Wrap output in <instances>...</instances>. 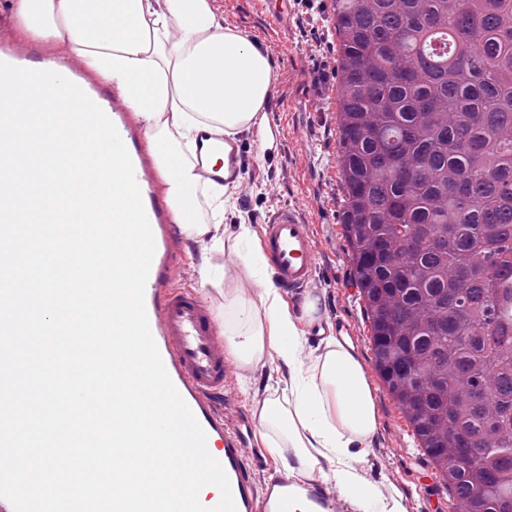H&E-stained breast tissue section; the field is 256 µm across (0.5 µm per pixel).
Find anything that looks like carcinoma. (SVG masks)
<instances>
[{
  "label": "carcinoma",
  "instance_id": "carcinoma-1",
  "mask_svg": "<svg viewBox=\"0 0 512 512\" xmlns=\"http://www.w3.org/2000/svg\"><path fill=\"white\" fill-rule=\"evenodd\" d=\"M333 10L343 227L375 368L450 496L512 512V0Z\"/></svg>",
  "mask_w": 512,
  "mask_h": 512
}]
</instances>
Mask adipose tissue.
<instances>
[{
	"instance_id": "1",
	"label": "adipose tissue",
	"mask_w": 512,
	"mask_h": 512,
	"mask_svg": "<svg viewBox=\"0 0 512 512\" xmlns=\"http://www.w3.org/2000/svg\"><path fill=\"white\" fill-rule=\"evenodd\" d=\"M8 7L19 41L45 39L77 55L137 112L173 223L188 238L223 242L232 201L223 183L203 180L196 150L202 132L233 138L255 126L264 130L262 148L271 147L265 125L274 71L261 45L224 27L210 0H8ZM117 16L123 27L113 26ZM200 192L211 208L208 224L189 218ZM254 237L250 224H238L235 241L257 300L246 305L225 292L224 335L239 367L273 358L288 373L284 399L254 410L272 435L269 453L290 479L335 483L352 512H406L398 488L366 470L378 422L362 360L345 337L311 343L319 297L308 293L288 304ZM285 445L290 455H283Z\"/></svg>"
}]
</instances>
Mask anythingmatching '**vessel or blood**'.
<instances>
[{"label":"vessel or blood","instance_id":"vessel-or-blood-1","mask_svg":"<svg viewBox=\"0 0 512 512\" xmlns=\"http://www.w3.org/2000/svg\"><path fill=\"white\" fill-rule=\"evenodd\" d=\"M33 56L29 46L0 45V61L24 67ZM115 124L132 161L143 206L155 239V254L145 288V306L150 330L167 373L207 435L209 453L223 467L231 486L237 512H294L304 502L307 512H337L339 505L321 483L297 484L272 474L255 484L252 464L258 449L249 447L241 423L228 415L222 397L229 389L236 365L227 353L223 329L209 305L193 290L174 288L182 257L175 226L163 199L159 170L147 144L143 126L120 98L105 99L88 89ZM197 151L203 177L214 181H237L240 176L239 146L231 144L227 161L209 165L208 155L217 151L208 133ZM262 247L277 280L287 290L304 288L318 267V253L309 227L296 208L284 207L271 215L263 227Z\"/></svg>","mask_w":512,"mask_h":512}]
</instances>
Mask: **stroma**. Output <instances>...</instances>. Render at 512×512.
Returning <instances> with one entry per match:
<instances>
[{
	"label": "stroma",
	"instance_id": "obj_1",
	"mask_svg": "<svg viewBox=\"0 0 512 512\" xmlns=\"http://www.w3.org/2000/svg\"><path fill=\"white\" fill-rule=\"evenodd\" d=\"M225 26L246 34L265 49L275 67L268 104L274 149L260 151L261 135L252 130L239 135L242 176L230 195L235 211L226 223L245 218L262 230L275 211L297 206L308 224L319 265L306 291H285L291 302L310 291L321 299L319 322L350 323L355 350L367 370L378 413L375 446L366 464L370 475L395 485L403 494L407 512H456L448 489L427 456L395 400L380 379L373 360L369 325L363 302L353 284L351 251L341 224L343 190L340 180V137L336 123L338 91L337 39L330 0H289L282 27H274L261 10V0H213ZM185 253L179 286L200 287L197 269L208 260L224 283L201 287L216 318L224 316V290L236 289L243 300L255 297L253 279L243 264L228 265L231 249L215 248L181 239ZM282 374L265 365L247 381H234L230 413L253 417L257 402L281 396Z\"/></svg>",
	"mask_w": 512,
	"mask_h": 512
}]
</instances>
